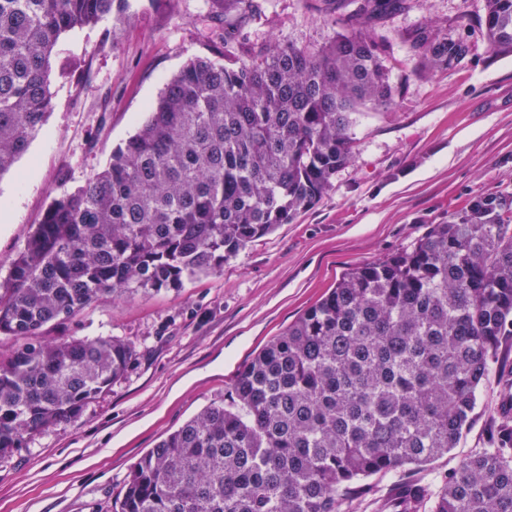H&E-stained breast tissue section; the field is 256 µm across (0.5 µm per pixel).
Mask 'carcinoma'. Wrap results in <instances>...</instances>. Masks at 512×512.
<instances>
[{"label": "carcinoma", "instance_id": "1", "mask_svg": "<svg viewBox=\"0 0 512 512\" xmlns=\"http://www.w3.org/2000/svg\"><path fill=\"white\" fill-rule=\"evenodd\" d=\"M215 58L169 80L107 167L54 200L0 279V458L74 421L137 360L118 336L42 340V328L131 290L178 288L313 207L352 159L356 112L402 92L388 37L407 0H332L348 23L306 49L252 39L255 0H207ZM130 0H0V177L52 109L54 46L131 19ZM494 55L512 54V0H485ZM415 72L459 66L469 40L406 32ZM512 340V196H477L407 249L348 270L246 362L228 396L130 468L119 512H352L370 477L422 472L456 447L476 392ZM487 447L439 482L371 512H512V376Z\"/></svg>", "mask_w": 512, "mask_h": 512}]
</instances>
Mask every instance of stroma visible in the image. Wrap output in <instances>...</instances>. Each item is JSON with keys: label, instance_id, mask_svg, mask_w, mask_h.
Masks as SVG:
<instances>
[{"label": "stroma", "instance_id": "35a3bbf8", "mask_svg": "<svg viewBox=\"0 0 512 512\" xmlns=\"http://www.w3.org/2000/svg\"><path fill=\"white\" fill-rule=\"evenodd\" d=\"M252 35L320 47L335 17L320 0H260ZM133 20L112 18L60 36L53 51V110L13 170L0 176V276L48 205L110 161L146 120L166 83L206 54V0H131ZM484 0H410L386 24V63L402 83L391 106L353 117L354 159L332 188L293 221L250 242L223 268L157 292L128 291L48 323L45 340L119 336L140 356L128 374L73 422L0 459V512H111L122 483L148 450L211 402L227 396L241 365L320 303L348 269L411 246L452 221L477 195L512 196V56L486 51ZM447 23L474 45L455 69L415 76L401 32ZM512 373V342L477 394L471 429L432 476L485 447L486 424Z\"/></svg>", "mask_w": 512, "mask_h": 512}]
</instances>
